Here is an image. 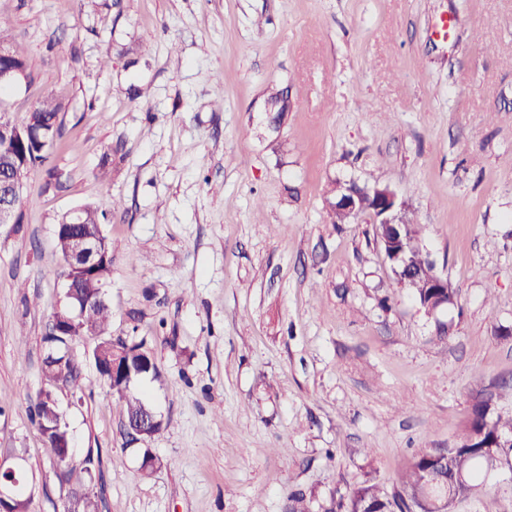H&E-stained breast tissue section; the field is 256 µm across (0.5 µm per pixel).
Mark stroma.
<instances>
[{
	"label": "stroma",
	"instance_id": "1",
	"mask_svg": "<svg viewBox=\"0 0 512 512\" xmlns=\"http://www.w3.org/2000/svg\"><path fill=\"white\" fill-rule=\"evenodd\" d=\"M0 16L32 74L0 105L20 125L64 106L21 228L0 224V459L28 512L73 507L29 416L65 303L55 229L112 198V334L151 351L160 377L135 389L163 425L132 439L72 342L80 388L55 397L68 466L97 460L100 512H285L293 491L325 512L454 447L477 386L509 385L512 406V0H0ZM376 182L453 305H417L369 215L334 223L343 187ZM454 512H512V474Z\"/></svg>",
	"mask_w": 512,
	"mask_h": 512
}]
</instances>
